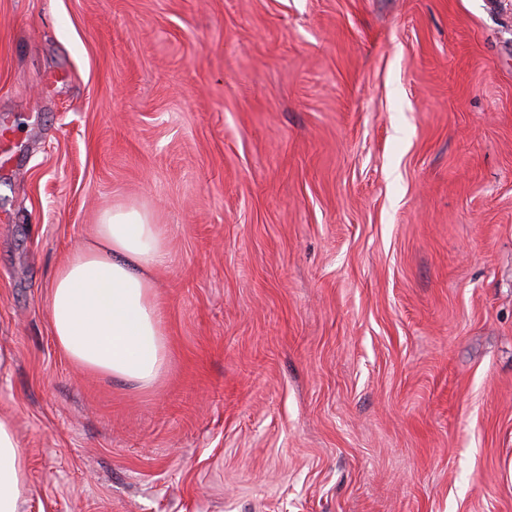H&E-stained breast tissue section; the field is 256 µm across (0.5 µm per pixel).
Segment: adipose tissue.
Instances as JSON below:
<instances>
[{
  "instance_id": "ef3b65f1",
  "label": "adipose tissue",
  "mask_w": 512,
  "mask_h": 512,
  "mask_svg": "<svg viewBox=\"0 0 512 512\" xmlns=\"http://www.w3.org/2000/svg\"><path fill=\"white\" fill-rule=\"evenodd\" d=\"M170 259L164 225L144 209L116 208L92 243L53 273L48 317L59 350L80 370L151 386L168 359L152 278ZM26 462L14 422L0 414V512H19Z\"/></svg>"
}]
</instances>
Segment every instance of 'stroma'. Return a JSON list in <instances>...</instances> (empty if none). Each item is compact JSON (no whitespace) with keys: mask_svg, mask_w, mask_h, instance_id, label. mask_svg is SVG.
Wrapping results in <instances>:
<instances>
[{"mask_svg":"<svg viewBox=\"0 0 512 512\" xmlns=\"http://www.w3.org/2000/svg\"><path fill=\"white\" fill-rule=\"evenodd\" d=\"M4 127L20 512H512V0H0ZM115 206L151 389L47 314Z\"/></svg>","mask_w":512,"mask_h":512,"instance_id":"obj_1","label":"stroma"}]
</instances>
